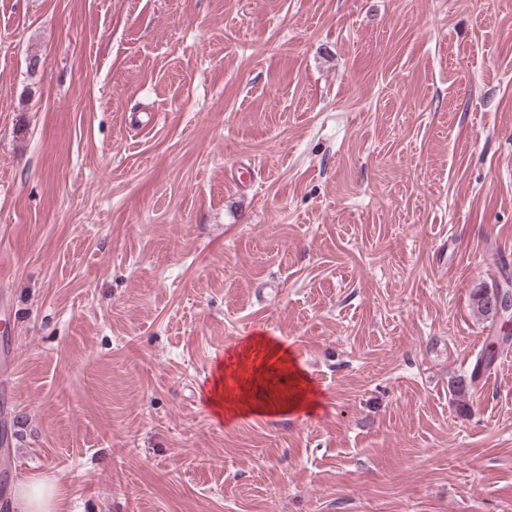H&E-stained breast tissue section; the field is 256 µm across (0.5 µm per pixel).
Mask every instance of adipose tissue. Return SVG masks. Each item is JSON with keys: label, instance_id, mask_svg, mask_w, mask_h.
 Returning <instances> with one entry per match:
<instances>
[{"label": "adipose tissue", "instance_id": "obj_1", "mask_svg": "<svg viewBox=\"0 0 512 512\" xmlns=\"http://www.w3.org/2000/svg\"><path fill=\"white\" fill-rule=\"evenodd\" d=\"M207 400L217 415L287 414L315 410L319 402L311 382L283 344L265 335L219 363ZM63 490L57 483L26 482L16 487L13 512H60Z\"/></svg>", "mask_w": 512, "mask_h": 512}]
</instances>
